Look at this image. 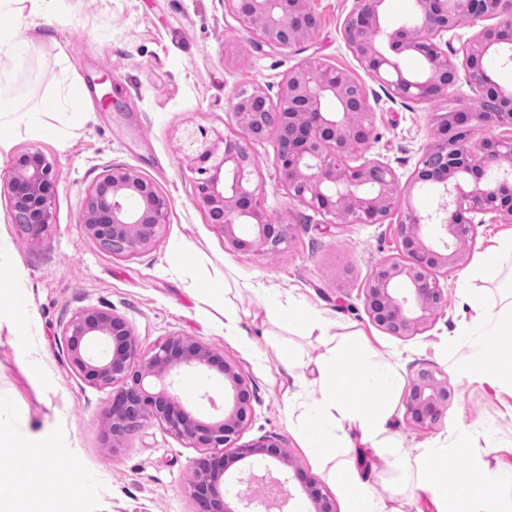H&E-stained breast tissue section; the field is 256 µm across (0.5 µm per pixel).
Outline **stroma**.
I'll use <instances>...</instances> for the list:
<instances>
[{
	"label": "stroma",
	"instance_id": "obj_1",
	"mask_svg": "<svg viewBox=\"0 0 512 512\" xmlns=\"http://www.w3.org/2000/svg\"><path fill=\"white\" fill-rule=\"evenodd\" d=\"M354 5L310 0L314 38L273 49L257 47L224 0H53L47 17L26 31L37 48L27 65L17 70L0 60L22 108L40 109L44 99L71 84L91 97L82 115L42 112L43 122L56 130L48 137H27L9 118L0 119V173L25 149L43 153L56 173L51 225L36 244L15 223L9 197L0 189V293L16 296L24 309L18 316L0 311V397L44 429L57 450L54 474L36 491L46 512H199L188 483L203 449L155 421L127 435L116 452L105 448L103 412L112 390L74 371L62 339L71 318L89 308L124 317L142 350L184 336L224 354L252 390L250 420L238 444L276 442L298 461L303 479L317 483L342 512L344 489L330 482L327 465L302 446L299 419L318 391L276 357L278 348L288 347L306 364L326 347L319 336L269 318L268 292L321 313L337 340L363 343L400 362L405 381L432 370L450 391L441 422L419 428L401 405L389 432L409 446L447 441L454 469L478 470L495 484L512 481V388L462 370L468 349L459 336L471 312L456 292L458 279L475 275L486 251L512 236V224L475 225L463 266L435 274L447 297L443 307L424 331L395 336L372 322L363 288L376 265L396 250L400 212L381 224L325 225L279 182L271 137L251 145L258 163L252 184L266 213L293 226V239L282 252L229 251L196 201L204 176L195 158L232 132L228 107L235 92L258 88L277 101L288 71L310 61L365 88L374 132L361 154L388 164L408 183L434 139L432 113L447 111L470 90L458 84L437 102L390 99L345 43L343 23ZM115 166L134 170L168 201V222L155 245L128 258L113 256L81 222L88 189ZM176 245L185 248L186 258L175 265L169 253ZM200 288L214 295L202 310L194 301ZM228 300L237 314L232 330L224 326ZM22 339L33 348L34 363L20 360ZM175 392L197 419L221 417L224 377L218 370H182ZM367 466L370 491L395 512H443V494L428 476L403 482L398 469L373 456ZM76 468L94 476L92 489L72 491L57 502L58 486ZM226 477L235 492L229 501L234 512H240L242 498L277 481L288 496L282 512L313 510L303 479L289 478L279 463L239 460Z\"/></svg>",
	"mask_w": 512,
	"mask_h": 512
}]
</instances>
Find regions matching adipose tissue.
Masks as SVG:
<instances>
[{
  "mask_svg": "<svg viewBox=\"0 0 512 512\" xmlns=\"http://www.w3.org/2000/svg\"><path fill=\"white\" fill-rule=\"evenodd\" d=\"M458 286L472 312L466 372L512 380V365L500 363L502 356L512 353V304L495 312L469 277H462ZM267 311L275 318L290 317L296 329L318 333L330 343L311 369L319 396L303 412V444L308 453L332 460L329 478L347 491L345 512H390L382 498L369 492L352 455L349 433L359 431L363 442L386 463L402 459L400 440L387 433L404 383L401 366L362 345L332 342L330 322L318 313L289 316L287 305L273 297L267 300ZM4 416L10 418L11 426L0 427V447L31 448L35 454L11 468L0 469V512H40L41 504L31 497L30 487L54 469L57 451L43 432L13 417L9 401L0 398V418ZM413 463L416 472L430 474L436 485L450 489V501L459 512H512V489L479 486L467 475L448 473L446 443L419 444Z\"/></svg>",
  "mask_w": 512,
  "mask_h": 512,
  "instance_id": "ef3b65f1",
  "label": "adipose tissue"
}]
</instances>
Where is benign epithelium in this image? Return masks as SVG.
Masks as SVG:
<instances>
[{
  "mask_svg": "<svg viewBox=\"0 0 512 512\" xmlns=\"http://www.w3.org/2000/svg\"><path fill=\"white\" fill-rule=\"evenodd\" d=\"M384 0H356L344 22L349 50L368 74L386 86L392 98L433 101L448 96L459 80L453 56L463 54L469 67L466 83L480 104H465L433 113L434 141L419 159L410 184L432 183L448 195L446 234L436 247L422 234L421 216L408 209L399 221L397 253L383 259L364 288L372 321L396 335L411 336L431 323L444 303L434 277L442 268H457L467 259V243L478 215L512 223V92H504L479 65L493 48L512 45V24L488 28L454 48L444 35L467 19L498 14L512 0H415L417 23L388 35L395 53L421 57L425 71L406 76L380 49V6ZM227 10L258 38L257 45L292 48L314 37L317 23L309 0H225ZM336 102V111L323 103ZM232 124L240 134L224 136L198 157L211 163L212 174L198 187L200 205L212 226L234 252L261 249L279 253L292 239V225L275 221L261 209L251 175L256 158L250 143L276 133V173L289 195L319 212L324 224H381L393 212L403 187L394 171L377 160L353 164L373 134V117L364 88L345 74L308 62L288 72L276 103L257 89H240L230 101ZM506 128L508 135L483 139L479 151L469 145L472 123ZM15 221L38 242L50 225L55 175L38 151L17 153L3 175ZM168 219L166 198L135 171L114 166L88 190L81 220L87 234L112 254L131 256L150 249ZM247 226L250 233L240 234ZM71 366L86 382L112 388L103 417L105 448L116 452L134 428L157 421L206 455L196 460L189 489L202 512H234L224 501V449L251 416V392L245 379L224 356L183 336H172L145 352L129 323L99 309L78 312L63 331ZM183 367L216 368L231 396L224 417L199 422L167 388L150 392L151 377L172 376ZM450 393L430 370H421L409 385L406 414L427 428L441 421ZM261 455L301 470L277 443L262 440L237 448V458ZM315 512H335L334 504L312 485Z\"/></svg>",
  "mask_w": 512,
  "mask_h": 512,
  "instance_id": "7a95c632",
  "label": "benign epithelium"
}]
</instances>
